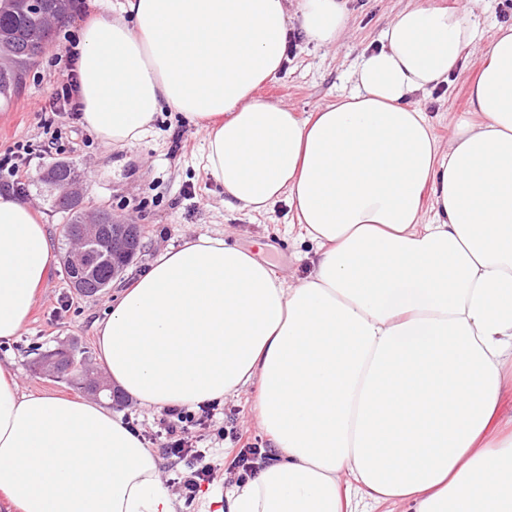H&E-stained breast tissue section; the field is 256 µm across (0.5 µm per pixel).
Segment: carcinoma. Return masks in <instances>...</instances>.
Segmentation results:
<instances>
[{
    "instance_id": "1",
    "label": "carcinoma",
    "mask_w": 512,
    "mask_h": 512,
    "mask_svg": "<svg viewBox=\"0 0 512 512\" xmlns=\"http://www.w3.org/2000/svg\"><path fill=\"white\" fill-rule=\"evenodd\" d=\"M24 0H0V52L8 50L14 55L9 70L0 69V102H9L22 90L28 73L37 66L43 53L40 44L52 40L54 28L46 26L41 14L26 9ZM74 177L67 164L52 166L43 182L60 188Z\"/></svg>"
}]
</instances>
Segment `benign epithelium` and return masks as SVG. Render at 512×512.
I'll return each mask as SVG.
<instances>
[{"label": "benign epithelium", "instance_id": "1", "mask_svg": "<svg viewBox=\"0 0 512 512\" xmlns=\"http://www.w3.org/2000/svg\"><path fill=\"white\" fill-rule=\"evenodd\" d=\"M139 228L140 225L116 219L107 212L85 213L72 235L73 246L64 255V263L75 271L72 288L83 292V282L91 279L97 265L109 257L112 258L113 279L122 278L127 260L134 252L133 245L139 239ZM41 370L49 376L62 377L74 369L65 366L57 356L42 359ZM74 371L82 392L97 398L111 390V383L97 368L85 364Z\"/></svg>", "mask_w": 512, "mask_h": 512}]
</instances>
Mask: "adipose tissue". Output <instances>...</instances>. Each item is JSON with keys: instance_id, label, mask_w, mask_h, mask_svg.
Here are the masks:
<instances>
[{"instance_id": "1", "label": "adipose tissue", "mask_w": 512, "mask_h": 512, "mask_svg": "<svg viewBox=\"0 0 512 512\" xmlns=\"http://www.w3.org/2000/svg\"><path fill=\"white\" fill-rule=\"evenodd\" d=\"M475 0L401 11L346 99L300 116L257 97L291 24L332 45L347 0H122L84 28L79 99L108 146L158 113L205 134L228 208L287 202L314 250L303 278L208 236L158 257L97 328L109 377L148 408L257 389L274 451L211 512H512V28L487 49L448 143L414 102L477 36ZM433 200L423 223V199ZM55 251L0 192V338L27 323ZM0 497L15 512H177L154 449L80 397L23 391L0 366Z\"/></svg>"}]
</instances>
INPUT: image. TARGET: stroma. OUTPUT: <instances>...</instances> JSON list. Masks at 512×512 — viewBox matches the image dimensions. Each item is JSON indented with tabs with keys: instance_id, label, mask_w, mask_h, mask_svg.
I'll return each mask as SVG.
<instances>
[{
	"instance_id": "stroma-1",
	"label": "stroma",
	"mask_w": 512,
	"mask_h": 512,
	"mask_svg": "<svg viewBox=\"0 0 512 512\" xmlns=\"http://www.w3.org/2000/svg\"><path fill=\"white\" fill-rule=\"evenodd\" d=\"M408 3L409 0H348V28L336 45L326 48L300 43L284 68L258 88V95L282 102L301 115L338 100L350 90L351 73L361 54L380 47L383 31ZM472 19L478 36L466 50L459 71L445 87L416 98L418 106L428 113L435 135L443 142L452 133L453 118L468 109L469 85L485 62V49L495 31L512 26V11H505L502 0H481ZM82 30V24L67 19L59 22L53 40L29 75L24 92L12 103L0 104V152L18 144L30 146L34 160L22 199L42 216L54 246L63 243L66 216L55 209L54 192L41 177L58 162L79 170L85 207L108 210L142 229L141 253L111 288L92 296L77 294L68 282L63 262H55L26 325L17 336L0 339V364L16 374L23 390L70 397L76 396L77 391L66 381L36 371L34 348L71 345L88 361H97L98 323L156 258L186 240L200 236L221 238L227 244L252 249L280 275L302 277L309 272L302 257L307 246L288 227L291 212L287 203H279L263 214L225 207L223 188L199 165L204 146L200 129L164 112L141 140L112 148L99 141L81 121L50 111L55 58L64 54L70 40L80 38ZM255 399L256 390L250 387L220 402L213 426L203 430L200 442L214 467L215 479L202 485L196 498L186 504L185 512H200L207 499L223 491L231 480L227 472L231 456L216 447V428L244 433L251 442L269 447V439L253 413ZM112 410L137 418L140 435L151 448L160 451L161 482L176 477L182 466L176 458L162 454L163 440L157 435L162 410L143 407L129 396L113 405Z\"/></svg>"
}]
</instances>
